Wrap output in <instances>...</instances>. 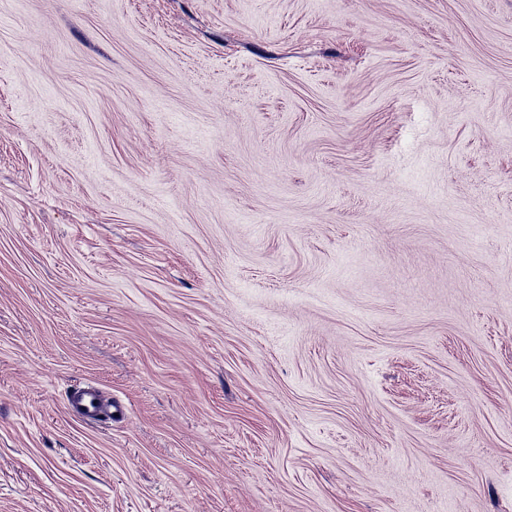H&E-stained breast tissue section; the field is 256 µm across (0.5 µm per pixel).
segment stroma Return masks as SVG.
Instances as JSON below:
<instances>
[{"mask_svg":"<svg viewBox=\"0 0 512 512\" xmlns=\"http://www.w3.org/2000/svg\"><path fill=\"white\" fill-rule=\"evenodd\" d=\"M0 512H512V0H0ZM68 408L88 419L107 416L112 420H123L129 412L123 402L113 401L111 405L105 406L98 392L92 387H83L72 392L68 398Z\"/></svg>","mask_w":512,"mask_h":512,"instance_id":"obj_1","label":"stroma"}]
</instances>
